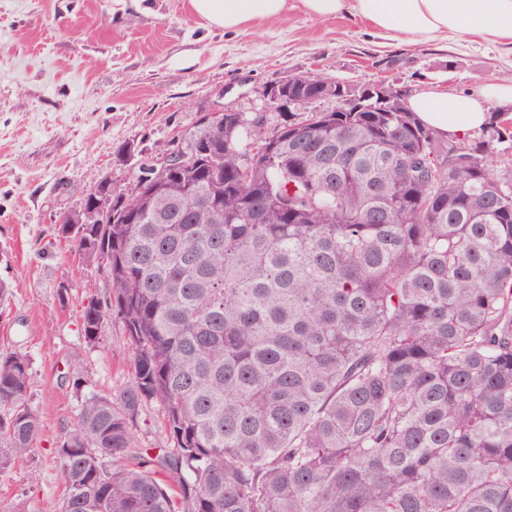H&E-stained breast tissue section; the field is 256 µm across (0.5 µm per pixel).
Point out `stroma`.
Segmentation results:
<instances>
[{
	"label": "stroma",
	"instance_id": "35a3bbf8",
	"mask_svg": "<svg viewBox=\"0 0 512 512\" xmlns=\"http://www.w3.org/2000/svg\"><path fill=\"white\" fill-rule=\"evenodd\" d=\"M243 33L205 26L188 0H0V352L28 357L39 418L30 458L0 473V512H62L57 444L81 403L132 379L120 319L95 344L81 334L105 282L54 226L101 175L134 182L200 115L261 108L267 81L320 71L354 87L386 80L417 93L478 92L512 81V46L462 35L386 40L348 17L319 21L288 0ZM140 153L122 159L121 145Z\"/></svg>",
	"mask_w": 512,
	"mask_h": 512
}]
</instances>
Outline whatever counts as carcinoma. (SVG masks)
<instances>
[{
  "label": "carcinoma",
  "mask_w": 512,
  "mask_h": 512,
  "mask_svg": "<svg viewBox=\"0 0 512 512\" xmlns=\"http://www.w3.org/2000/svg\"><path fill=\"white\" fill-rule=\"evenodd\" d=\"M372 106L206 113L168 175L183 206L142 193L55 225L110 269L85 340L115 313L133 354L59 441L63 512H512V120L467 144ZM30 381L0 353V472L35 445ZM136 433L140 447L149 449L151 455L168 445V434L157 404L151 403L144 409L137 421Z\"/></svg>",
  "instance_id": "carcinoma-1"
}]
</instances>
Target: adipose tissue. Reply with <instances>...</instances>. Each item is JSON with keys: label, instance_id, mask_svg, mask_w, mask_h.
I'll return each mask as SVG.
<instances>
[{"label": "adipose tissue", "instance_id": "ef3b65f1", "mask_svg": "<svg viewBox=\"0 0 512 512\" xmlns=\"http://www.w3.org/2000/svg\"><path fill=\"white\" fill-rule=\"evenodd\" d=\"M302 11L318 20L348 15L391 39L419 43L447 40L465 32L512 43V0H299ZM192 12L208 26L241 33L253 24L280 18L288 0H189ZM512 102V81H494L477 93L448 95L426 88L408 105L440 134L460 137L489 122V100Z\"/></svg>", "mask_w": 512, "mask_h": 512}]
</instances>
